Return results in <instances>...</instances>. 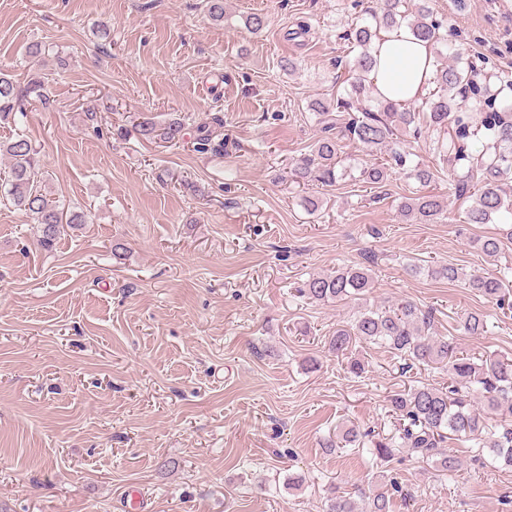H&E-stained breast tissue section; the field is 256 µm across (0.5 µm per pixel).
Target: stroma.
Wrapping results in <instances>:
<instances>
[{
  "label": "stroma",
  "instance_id": "stroma-1",
  "mask_svg": "<svg viewBox=\"0 0 512 512\" xmlns=\"http://www.w3.org/2000/svg\"><path fill=\"white\" fill-rule=\"evenodd\" d=\"M378 4L226 0L217 25L202 0H0V69L26 86L25 48L41 43L49 97L29 101L22 127L0 121V140L26 136L37 179L89 217L46 251L0 195V512H124L130 489L140 512H326L333 487L364 512L362 491L392 475L408 491L392 512H512V469L473 460L467 444H452L451 478L403 451L376 466L325 446L344 422L390 434V394L448 380L431 366L403 375L361 343L365 372L347 373L329 341L365 305L412 300L459 348L512 358V312L427 274L512 266V241L495 257L474 244L503 238L512 218L461 221L473 199L448 187L466 165L411 141L448 200L433 224L401 217L418 188L405 171L364 183L362 168L386 157L349 139L334 185L290 176L322 128L310 102L354 79L345 31ZM429 5L448 30L444 55L472 64L480 85L512 79V0ZM254 13L267 19L258 33ZM145 117L181 119L183 139H144ZM205 128L222 150L199 151ZM346 265L372 270L366 300L301 296ZM468 312L486 315L485 335L461 334Z\"/></svg>",
  "mask_w": 512,
  "mask_h": 512
}]
</instances>
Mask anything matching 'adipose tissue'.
I'll list each match as a JSON object with an SVG mask.
<instances>
[{
  "mask_svg": "<svg viewBox=\"0 0 512 512\" xmlns=\"http://www.w3.org/2000/svg\"><path fill=\"white\" fill-rule=\"evenodd\" d=\"M375 63L368 74L375 96L403 105L426 95L433 81L435 59L428 42L407 26L390 28L374 39Z\"/></svg>",
  "mask_w": 512,
  "mask_h": 512,
  "instance_id": "ef3b65f1",
  "label": "adipose tissue"
}]
</instances>
